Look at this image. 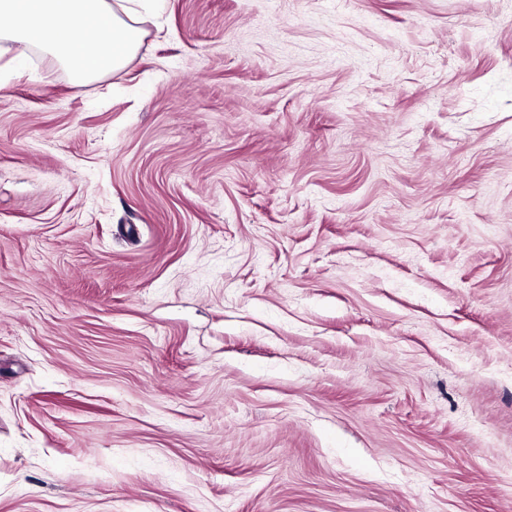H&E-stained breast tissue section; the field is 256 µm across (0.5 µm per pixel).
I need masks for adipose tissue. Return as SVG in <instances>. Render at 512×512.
Masks as SVG:
<instances>
[{
    "mask_svg": "<svg viewBox=\"0 0 512 512\" xmlns=\"http://www.w3.org/2000/svg\"><path fill=\"white\" fill-rule=\"evenodd\" d=\"M142 0H0V15L13 18L0 42L19 50L36 46L62 63L76 82L115 71L139 48ZM100 25L94 43L81 40V30Z\"/></svg>",
    "mask_w": 512,
    "mask_h": 512,
    "instance_id": "ef3b65f1",
    "label": "adipose tissue"
}]
</instances>
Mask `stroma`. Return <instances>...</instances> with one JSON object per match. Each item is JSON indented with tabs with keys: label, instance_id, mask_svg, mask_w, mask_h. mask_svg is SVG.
<instances>
[{
	"label": "stroma",
	"instance_id": "obj_1",
	"mask_svg": "<svg viewBox=\"0 0 512 512\" xmlns=\"http://www.w3.org/2000/svg\"><path fill=\"white\" fill-rule=\"evenodd\" d=\"M0 54V512H512V0H148ZM146 0H0V15L14 19L10 31L0 32V42L18 45V57L37 46L71 72L77 83L121 68L139 48L143 31L138 26L139 7ZM102 18L93 44L79 33Z\"/></svg>",
	"mask_w": 512,
	"mask_h": 512
}]
</instances>
